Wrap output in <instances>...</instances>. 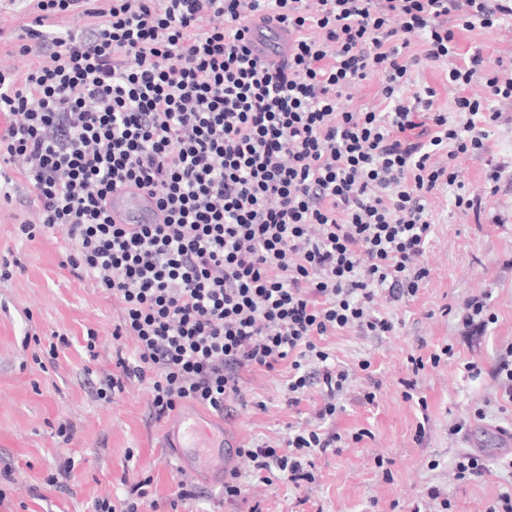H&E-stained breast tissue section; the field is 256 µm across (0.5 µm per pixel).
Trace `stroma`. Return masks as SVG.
Wrapping results in <instances>:
<instances>
[{
	"label": "stroma",
	"instance_id": "1",
	"mask_svg": "<svg viewBox=\"0 0 512 512\" xmlns=\"http://www.w3.org/2000/svg\"><path fill=\"white\" fill-rule=\"evenodd\" d=\"M460 56L482 49L496 61L512 56V30L475 29L457 38ZM482 155L462 159L459 177L481 191L489 162L506 163L501 188L485 194L480 215L459 213L445 196L430 199L434 226L423 256L429 275L416 296L378 300L377 311L396 331L369 336L357 328L336 330L323 346L350 373L335 417L326 432L341 435L338 449L312 456V479L294 486L277 479L252 483L246 501L224 500L209 485L200 501L177 512H439L426 496L436 486L448 494V512H488L499 496L512 493V402L502 381L490 375L512 350V124L493 128ZM58 235L17 237L8 208L0 207V260L13 270L0 281V453L15 468L10 512H94V499L123 495L127 483L150 479L149 502L168 506L179 480L167 446L165 422H147L146 394L127 384L112 403L95 400L83 387L87 367L113 370L117 357H132L134 344H117L112 325L121 315L92 282L60 266ZM487 296L496 320L484 330L468 327L469 300ZM98 333V359L84 349L87 329ZM451 355L438 365L414 370L415 357L429 359L443 347ZM369 369H361L363 360ZM483 372L469 376L466 364ZM415 382L405 397L406 382ZM281 372L244 373L248 405L224 430L239 444L284 443L290 428L315 419L311 402L291 406ZM373 400H366V393ZM72 423L71 442L56 436L59 423ZM460 432H452V425ZM466 452L485 456L483 476L457 477L453 464ZM74 468L69 494L46 484L64 461Z\"/></svg>",
	"mask_w": 512,
	"mask_h": 512
}]
</instances>
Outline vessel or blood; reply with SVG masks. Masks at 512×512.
<instances>
[{"instance_id":"b4317fda","label":"vessel or blood","mask_w":512,"mask_h":512,"mask_svg":"<svg viewBox=\"0 0 512 512\" xmlns=\"http://www.w3.org/2000/svg\"><path fill=\"white\" fill-rule=\"evenodd\" d=\"M246 40L254 56L275 64L287 60L292 45L287 28L274 19L252 23ZM108 209L117 224H160L165 219L154 199L134 187L113 191ZM166 436L182 471L220 480L238 467L235 441L225 437L223 423L202 411L173 414Z\"/></svg>"}]
</instances>
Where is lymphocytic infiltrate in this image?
Listing matches in <instances>:
<instances>
[{
  "label": "lymphocytic infiltrate",
  "mask_w": 512,
  "mask_h": 512,
  "mask_svg": "<svg viewBox=\"0 0 512 512\" xmlns=\"http://www.w3.org/2000/svg\"><path fill=\"white\" fill-rule=\"evenodd\" d=\"M23 2L30 41L0 69V196L21 235L61 234L62 267L120 305L112 337L134 340V357L87 372L89 392L108 403L135 380L154 421L186 403L230 416L243 372L286 364L289 405L316 389L318 418L335 415L349 373L322 337L391 333L375 302L415 296L427 277L429 195L477 214L499 187L503 167L489 164L478 193L458 161L512 105V59L458 61L456 36L512 28V0ZM268 14L297 34L276 68L245 38ZM63 17L85 24L61 35ZM439 61L450 86L483 94L434 110L411 70ZM376 70L384 109L353 106L350 87ZM124 185L147 190L165 223H113L107 199ZM340 440L299 428L237 454L252 476L298 485Z\"/></svg>",
  "instance_id": "obj_1"
}]
</instances>
